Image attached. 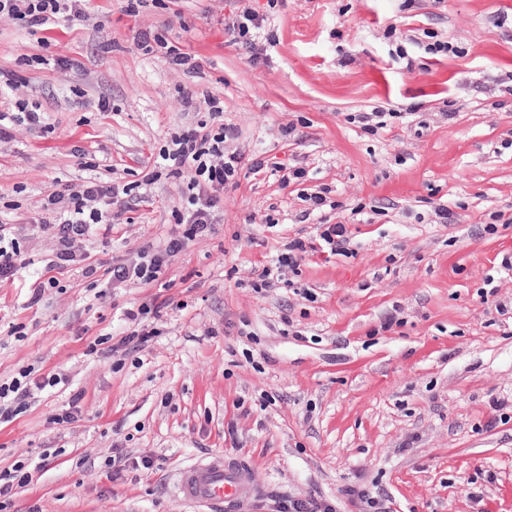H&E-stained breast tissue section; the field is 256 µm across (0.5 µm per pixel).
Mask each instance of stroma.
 Instances as JSON below:
<instances>
[{
    "label": "stroma",
    "instance_id": "35a3bbf8",
    "mask_svg": "<svg viewBox=\"0 0 512 512\" xmlns=\"http://www.w3.org/2000/svg\"><path fill=\"white\" fill-rule=\"evenodd\" d=\"M93 4L105 26L31 34L0 20V71L56 127L20 126L0 145V204L34 216L54 182L80 178V145L137 198L131 223L90 239L93 258L165 239L182 184L141 181L196 120L183 87L223 101L246 155L305 179L239 176L213 233L152 284L93 288L70 271L34 305L28 274L0 282V380L29 366L72 382L0 426V472L45 459L7 512H194L177 477L213 453L249 465L262 489L251 512L310 494L355 512L341 494L354 483L393 512H512V0H148L134 16L126 0ZM245 8L263 19L254 55L224 32ZM146 29L203 73L139 50ZM439 41L453 52L430 53ZM377 111L385 126L365 129ZM499 213L508 224L487 233ZM339 222L343 254L315 253L255 292V270L289 239ZM156 297L169 304L159 336L113 352L124 308ZM391 314L399 325L382 329ZM77 391V421L57 428ZM116 448L152 469L111 480Z\"/></svg>",
    "mask_w": 512,
    "mask_h": 512
}]
</instances>
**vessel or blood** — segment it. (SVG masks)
<instances>
[{
    "instance_id": "b4317fda",
    "label": "vessel or blood",
    "mask_w": 512,
    "mask_h": 512,
    "mask_svg": "<svg viewBox=\"0 0 512 512\" xmlns=\"http://www.w3.org/2000/svg\"><path fill=\"white\" fill-rule=\"evenodd\" d=\"M175 494L199 512H222L228 503L235 504L239 512H247L259 491L247 466L227 462L216 454L184 467Z\"/></svg>"
}]
</instances>
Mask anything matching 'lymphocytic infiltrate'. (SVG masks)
<instances>
[{
    "instance_id": "lymphocytic-infiltrate-1",
    "label": "lymphocytic infiltrate",
    "mask_w": 512,
    "mask_h": 512,
    "mask_svg": "<svg viewBox=\"0 0 512 512\" xmlns=\"http://www.w3.org/2000/svg\"><path fill=\"white\" fill-rule=\"evenodd\" d=\"M86 3L87 0H0V16L34 33L52 29L64 20L85 21L89 17ZM138 44L188 74L196 75L203 69L201 59L184 52L162 35L140 32ZM18 87L19 80L12 73L0 84V142L11 140L15 128L22 125L46 135L54 131L39 105L29 104L18 96ZM181 101L186 110L201 113L202 118L196 125L172 135L167 146L160 150L152 171L143 177L147 186L164 177L185 180L181 204L173 213L179 231L170 235L162 246L142 248L133 259L112 267L105 269L94 262L84 248L85 241L96 230L111 231L118 219L113 208L125 205L131 189L125 184L101 180L96 174L97 163L88 160L85 149L75 147L73 155L87 175L76 183L55 184L41 198L35 228L45 235L51 247L43 258L41 271L32 276L31 303L41 301L46 289L58 286L59 274L74 269L80 270L82 277L91 282L105 279L116 288L129 281L149 284L158 280L169 262L190 243L205 236L211 224L217 223L215 209L225 189L236 186L241 170L255 175L275 171L281 173L287 184L304 178L303 170L290 169L284 163L262 157L248 159L229 149L228 143L235 138L236 130L225 124L224 107L219 99L207 95L199 100L193 93L185 92ZM12 211L9 204L0 209V281L14 279L30 265L16 237L22 226L12 220ZM347 241L346 225H320L314 240L295 238L289 241L276 265L257 271L253 286L258 290L273 287L282 268L299 266L315 252L342 251ZM167 306V301L163 300L126 309L124 318L128 329L114 344V351L147 346L155 332L144 329L142 323L149 318L160 319ZM69 384V377L61 373L37 376L31 368L20 369L11 380L0 382V424L12 422L26 412L32 400L46 388Z\"/></svg>"
}]
</instances>
